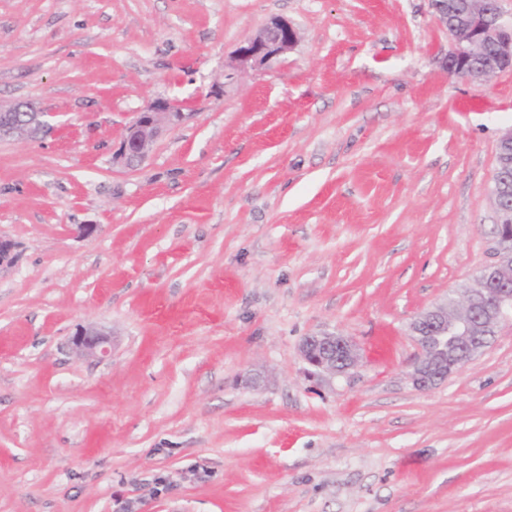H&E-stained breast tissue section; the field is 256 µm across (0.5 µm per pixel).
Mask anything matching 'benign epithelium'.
I'll list each match as a JSON object with an SVG mask.
<instances>
[{
  "label": "benign epithelium",
  "instance_id": "benign-epithelium-1",
  "mask_svg": "<svg viewBox=\"0 0 512 512\" xmlns=\"http://www.w3.org/2000/svg\"><path fill=\"white\" fill-rule=\"evenodd\" d=\"M444 19L461 15L458 0H432ZM298 32L285 17L270 18L253 38L245 41L224 65V79L242 71L271 67L293 49ZM448 53V74L487 82L512 69V21L503 18L500 0H470L466 17L455 26ZM495 48V61L477 68L474 61L487 45ZM185 117V104L159 97L139 111L127 128L113 163L133 166L145 159L161 122L175 123ZM512 156V128L503 133L497 146L492 175V197L501 232L496 236L498 262L494 269L483 268L477 285L460 301L454 299L418 314L411 323L420 353L413 364L414 387L427 391L446 381L472 360L495 335L498 325L512 319V210L500 205L507 190L506 172ZM72 343L82 353L104 358L109 355L105 333L81 328ZM304 361L319 372L341 375L357 365L360 354L346 337L322 332L306 337L300 347Z\"/></svg>",
  "mask_w": 512,
  "mask_h": 512
}]
</instances>
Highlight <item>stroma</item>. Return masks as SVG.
<instances>
[{
  "instance_id": "35a3bbf8",
  "label": "stroma",
  "mask_w": 512,
  "mask_h": 512,
  "mask_svg": "<svg viewBox=\"0 0 512 512\" xmlns=\"http://www.w3.org/2000/svg\"><path fill=\"white\" fill-rule=\"evenodd\" d=\"M274 16L298 44L225 83ZM450 48L431 0H0V103L47 114L0 138V512H512V322L410 380L512 128ZM159 97L192 110L114 164ZM322 331L355 369L309 375ZM106 334L95 329L81 328L72 339V343L82 353L99 356L100 358L109 355V349L106 346ZM300 355L317 371L333 376L346 373L360 359L356 346L348 338L329 332L307 336L301 344Z\"/></svg>"
}]
</instances>
